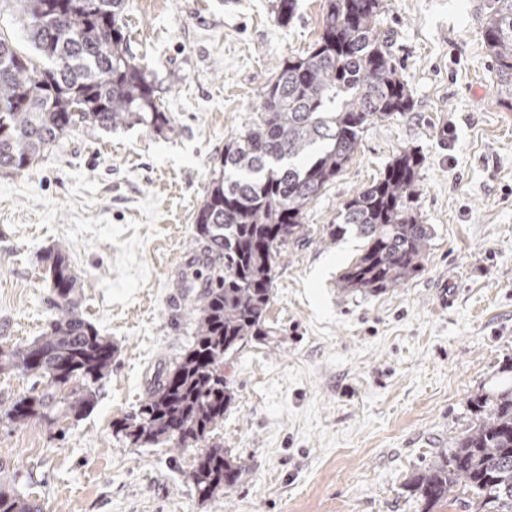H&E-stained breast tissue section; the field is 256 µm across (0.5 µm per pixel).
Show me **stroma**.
<instances>
[{"label":"stroma","instance_id":"1","mask_svg":"<svg viewBox=\"0 0 512 512\" xmlns=\"http://www.w3.org/2000/svg\"><path fill=\"white\" fill-rule=\"evenodd\" d=\"M276 2L127 0L129 51L175 132L82 127L29 173L0 172V346L47 332L44 256L61 245L84 318L116 347L91 412L0 418V486L41 512H421L413 477L473 423L470 398L512 383V107L494 93L488 0H382L413 106L366 126L275 269L268 343L224 366L232 400L207 442L241 482L201 499L198 449L115 435L192 339L180 280L203 269L194 217L225 145L256 118L283 58L321 32L324 0H298L285 26ZM405 149L423 159V267L393 290L341 292L360 243L324 244L323 230Z\"/></svg>","mask_w":512,"mask_h":512}]
</instances>
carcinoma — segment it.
Returning a JSON list of instances; mask_svg holds the SVG:
<instances>
[{
  "label": "carcinoma",
  "mask_w": 512,
  "mask_h": 512,
  "mask_svg": "<svg viewBox=\"0 0 512 512\" xmlns=\"http://www.w3.org/2000/svg\"><path fill=\"white\" fill-rule=\"evenodd\" d=\"M381 4L324 0L318 40L307 55L283 59L259 118L224 147L195 217L193 241L210 274L198 291L183 284L194 336L131 421L116 428L130 444L190 448L224 420L232 399L224 362L270 336L265 311L274 268L284 248L308 233L309 204L352 159L368 123L411 109L410 87L377 27ZM3 7L24 23L47 65L0 32V170L30 171L56 140L82 125L175 130L155 86L129 57L125 0H0ZM297 8L298 0H278V23L288 25ZM484 39L496 64L495 94L512 106V0H492ZM420 165L417 152H400L323 230L331 243L347 235L362 242L337 280L342 291L382 293L422 269L432 230L414 209ZM47 260L56 309L50 332L29 345L0 348V372L35 378L29 394L4 411L16 425L87 413L95 385L112 366V342L79 313L82 285L65 252L58 246ZM471 409L474 424L411 483L423 512L446 501L469 512H512V386L477 397ZM242 476L217 445L202 449L190 473L204 500ZM0 512L40 510L1 487Z\"/></svg>",
  "instance_id": "carcinoma-1"
}]
</instances>
